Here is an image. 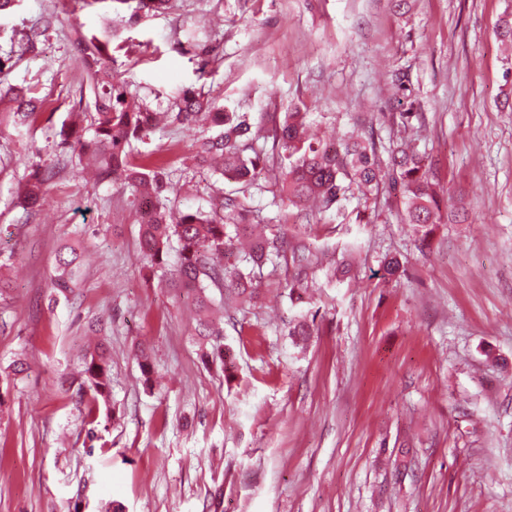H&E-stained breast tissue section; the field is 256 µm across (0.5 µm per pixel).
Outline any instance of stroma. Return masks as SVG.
<instances>
[{
  "label": "stroma",
  "mask_w": 512,
  "mask_h": 512,
  "mask_svg": "<svg viewBox=\"0 0 512 512\" xmlns=\"http://www.w3.org/2000/svg\"><path fill=\"white\" fill-rule=\"evenodd\" d=\"M512 0H177L173 13L122 26L114 66L157 112L194 86L253 123L318 102L313 127L334 140L373 126L405 132L392 75L424 115L419 147L466 221L422 248L396 203L369 200L367 224H288L322 264L349 259L344 284L317 275L315 333L295 346L288 267L258 273L257 304L223 308L220 363L203 364L192 306L158 285L138 249L132 198L74 176L55 145L70 113L93 110L76 60L79 0H22L0 17V48L47 23L44 51L0 79L37 87L47 105L0 133V249L13 253L0 301V512H512V55L496 26ZM199 25L206 75L174 30ZM201 130L168 125L151 149L175 169V209H209L211 179L191 161ZM55 171L33 213L13 204L25 159ZM85 261L75 297L52 299L58 248ZM404 275L387 278L384 259ZM111 352L99 402L103 444L74 393L90 325ZM148 347L152 376L135 355ZM26 366L10 376L14 361Z\"/></svg>",
  "instance_id": "35a3bbf8"
}]
</instances>
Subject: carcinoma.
I'll use <instances>...</instances> for the list:
<instances>
[{
	"mask_svg": "<svg viewBox=\"0 0 512 512\" xmlns=\"http://www.w3.org/2000/svg\"><path fill=\"white\" fill-rule=\"evenodd\" d=\"M113 10L135 5L134 15L172 13L176 0H110ZM43 30L33 27L12 52L18 56L38 52ZM117 35L114 19L103 16L100 33L78 36L79 61L93 95L94 112L85 126L62 125L57 145L70 155L73 171L80 175L94 169L102 180L121 181L132 196L135 222L139 224V251L162 272L176 292L191 298L198 312L195 335L202 341L204 364L218 359L226 362L224 328L212 318L214 300L210 290L224 291V301L252 304L259 298L254 286V269L288 258L295 273L288 277V298L292 305L308 303L309 280L315 277L318 257L303 243H290L277 233L255 232L261 224L253 206L256 191L271 193L270 205L278 208L280 221L307 219L306 203L317 204L318 213L346 216L350 199L366 201L380 193L397 194L405 206L403 221L410 225L422 246L427 247L439 224L459 214L448 210L437 194L433 172L416 139L407 137L382 156L381 141L371 128L352 132L340 142L314 139L305 126L308 105H294L282 116H271V127L262 130L250 118L233 112L213 99L203 97L194 87H183L160 116L130 90L129 82L112 68V40ZM396 95L408 108L398 113L397 123L408 131L416 129L421 113L414 111L411 89L400 77L392 78ZM0 101L12 104V111L0 112V126L29 127L43 109L45 100L30 86L0 88ZM202 123L215 133L202 136L194 149L195 165L235 184L224 192L221 208L176 211L169 205L170 187L166 163L139 146L150 140L160 122ZM271 142V148L265 143ZM275 170L269 179L266 172ZM54 174L35 161L26 171L16 204L34 209L45 199ZM233 227L234 233L227 232ZM178 244L177 262L168 268L171 240ZM81 254L73 245L58 253L53 290L71 292ZM288 335L298 343L311 336L307 315L299 313L288 322ZM86 379L77 389L78 401L97 402L110 390L109 352L100 343L85 353Z\"/></svg>",
	"mask_w": 512,
	"mask_h": 512,
	"instance_id": "cac0c4a2",
	"label": "carcinoma"
}]
</instances>
